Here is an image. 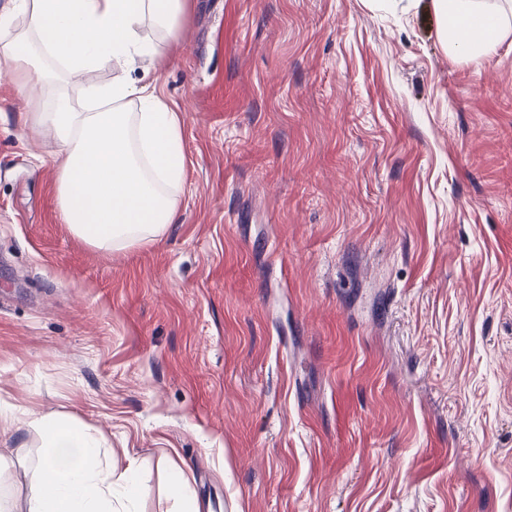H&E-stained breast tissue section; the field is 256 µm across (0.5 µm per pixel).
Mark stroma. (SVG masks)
I'll list each match as a JSON object with an SVG mask.
<instances>
[{"instance_id":"35a3bbf8","label":"stroma","mask_w":512,"mask_h":512,"mask_svg":"<svg viewBox=\"0 0 512 512\" xmlns=\"http://www.w3.org/2000/svg\"><path fill=\"white\" fill-rule=\"evenodd\" d=\"M429 0H192L175 224L104 251L0 78V497L27 413L101 431L137 512H512V35ZM181 472L190 495L165 480ZM448 54L475 60L496 50L512 29L511 0H430ZM461 29L464 38L458 37Z\"/></svg>"}]
</instances>
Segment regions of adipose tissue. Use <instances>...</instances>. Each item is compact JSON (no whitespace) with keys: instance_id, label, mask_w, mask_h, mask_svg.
<instances>
[{"instance_id":"adipose-tissue-1","label":"adipose tissue","mask_w":512,"mask_h":512,"mask_svg":"<svg viewBox=\"0 0 512 512\" xmlns=\"http://www.w3.org/2000/svg\"><path fill=\"white\" fill-rule=\"evenodd\" d=\"M450 55L475 60L512 33V0H431ZM190 0H8L0 7V71L19 94L39 87L25 129L51 134L62 221L99 249L154 242L178 221L185 180L180 115L138 66L164 68ZM116 70L111 83L89 75ZM79 92H72L75 76ZM41 458L27 492L0 512H114L140 495L134 465L113 467L104 439L48 415H29ZM52 493H43L44 485Z\"/></svg>"}]
</instances>
